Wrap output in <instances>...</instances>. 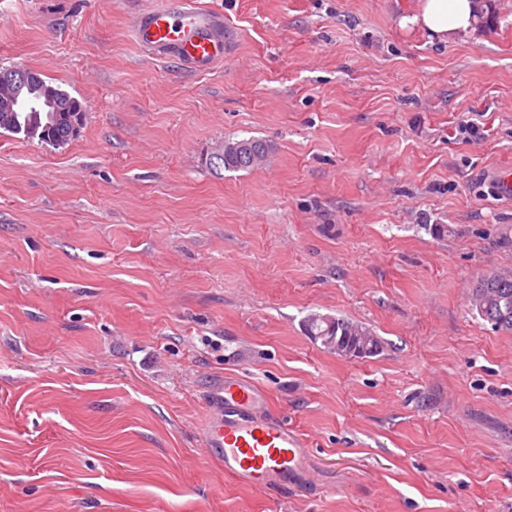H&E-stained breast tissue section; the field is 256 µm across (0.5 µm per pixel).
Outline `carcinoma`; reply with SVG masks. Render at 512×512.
<instances>
[{
	"label": "carcinoma",
	"mask_w": 512,
	"mask_h": 512,
	"mask_svg": "<svg viewBox=\"0 0 512 512\" xmlns=\"http://www.w3.org/2000/svg\"><path fill=\"white\" fill-rule=\"evenodd\" d=\"M59 94L60 112L46 136L65 144L72 139L68 132L70 120L85 112V106L62 89ZM267 153L268 145L261 139H228L210 157V166L216 170L247 171L260 164ZM470 304L495 330L512 333V275L495 272L482 275L470 291ZM306 332L329 349L343 351L346 357L371 356L381 348V341L368 328L340 318L314 314L306 322Z\"/></svg>",
	"instance_id": "cac0c4a2"
}]
</instances>
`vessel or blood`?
Wrapping results in <instances>:
<instances>
[{
    "mask_svg": "<svg viewBox=\"0 0 512 512\" xmlns=\"http://www.w3.org/2000/svg\"><path fill=\"white\" fill-rule=\"evenodd\" d=\"M133 36L146 51L173 57L199 73L224 57L222 16L197 8L193 0H161L144 9ZM210 404L207 458L220 463L225 476L259 489L308 482V442L270 413L267 394L252 380L225 376L212 389Z\"/></svg>",
    "mask_w": 512,
    "mask_h": 512,
    "instance_id": "1",
    "label": "vessel or blood"
}]
</instances>
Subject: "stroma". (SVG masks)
Here are the masks:
<instances>
[{"instance_id": "1", "label": "stroma", "mask_w": 512, "mask_h": 512, "mask_svg": "<svg viewBox=\"0 0 512 512\" xmlns=\"http://www.w3.org/2000/svg\"><path fill=\"white\" fill-rule=\"evenodd\" d=\"M154 2L0 0V67L88 108L61 146L0 130V512H512V333L467 300L512 272V0L448 42L419 0H197L206 73L135 42ZM250 137L263 165L210 168ZM228 373L310 441L305 486L208 463ZM306 332L340 356L362 358L372 356L382 347L381 341L368 328L348 320L324 315H311ZM338 349L343 351L340 352ZM359 353H355V350Z\"/></svg>"}]
</instances>
